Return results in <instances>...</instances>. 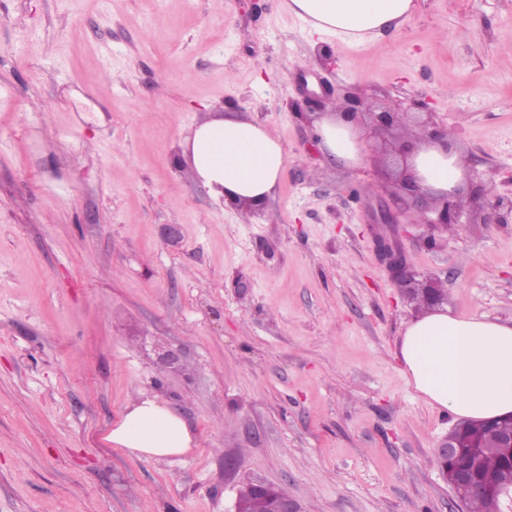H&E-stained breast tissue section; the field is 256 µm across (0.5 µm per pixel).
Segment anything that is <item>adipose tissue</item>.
<instances>
[{
	"mask_svg": "<svg viewBox=\"0 0 512 512\" xmlns=\"http://www.w3.org/2000/svg\"><path fill=\"white\" fill-rule=\"evenodd\" d=\"M287 7L317 33L363 40L399 27L415 3L289 0ZM315 133L327 156L358 160L350 124L326 118ZM182 149L196 179L214 196L236 203L257 205L272 198L288 164L282 143L264 124L233 115L200 123ZM414 164L436 190H448L462 178L459 158L433 148H420ZM400 353L410 385L432 407L466 420L512 413V322L428 313L406 324ZM104 440L147 458L180 456L194 444L186 423L156 396L129 406Z\"/></svg>",
	"mask_w": 512,
	"mask_h": 512,
	"instance_id": "adipose-tissue-1",
	"label": "adipose tissue"
}]
</instances>
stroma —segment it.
<instances>
[{
    "label": "stroma",
    "mask_w": 512,
    "mask_h": 512,
    "mask_svg": "<svg viewBox=\"0 0 512 512\" xmlns=\"http://www.w3.org/2000/svg\"><path fill=\"white\" fill-rule=\"evenodd\" d=\"M416 2L350 42L286 0H0V512H234L250 478L300 512H460L435 462L456 422L407 384L418 311L374 249L390 181L308 155L315 116L289 108L423 95L467 181L512 192V0ZM225 112L288 154L250 210L181 155ZM426 233L399 244L446 307L511 321L512 223ZM144 395L186 421V455L104 442Z\"/></svg>",
    "instance_id": "stroma-1"
}]
</instances>
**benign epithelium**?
Listing matches in <instances>:
<instances>
[{"mask_svg": "<svg viewBox=\"0 0 512 512\" xmlns=\"http://www.w3.org/2000/svg\"><path fill=\"white\" fill-rule=\"evenodd\" d=\"M345 115L351 120L362 117L369 125L375 137L388 142L390 150L379 159H392L395 168L391 170L393 189L388 197L377 201L376 223L401 224L406 212L414 217H422L434 230L448 228L450 224H497L507 223L512 216V195L504 196L495 192L491 186L483 187L476 194H463L461 188L448 192L436 191L421 183L420 178L408 166V159L419 145L424 143L438 147L447 154H452L448 143V129L441 126L429 111L428 102L413 96L398 107L389 109L380 105L374 97L361 92L348 91L343 95ZM376 253L391 278L401 287L416 285L415 292L429 300V306L443 303L433 278L418 281L409 269L405 253L397 241L374 238ZM441 478L451 488L458 502H463L462 494L483 492L482 486L471 479L470 475L457 469L448 468V463L457 455V444L450 435L446 436L436 449Z\"/></svg>", "mask_w": 512, "mask_h": 512, "instance_id": "obj_1", "label": "benign epithelium"}]
</instances>
